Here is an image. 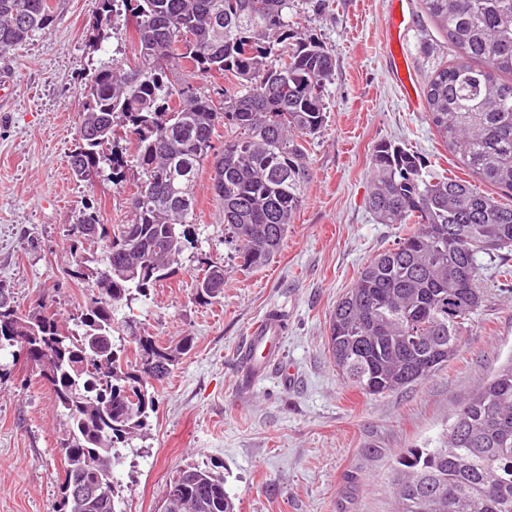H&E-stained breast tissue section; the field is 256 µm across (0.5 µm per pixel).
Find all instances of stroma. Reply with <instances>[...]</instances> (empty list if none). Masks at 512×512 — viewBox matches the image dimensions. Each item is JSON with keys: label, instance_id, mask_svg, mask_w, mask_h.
Listing matches in <instances>:
<instances>
[{"label": "stroma", "instance_id": "stroma-1", "mask_svg": "<svg viewBox=\"0 0 512 512\" xmlns=\"http://www.w3.org/2000/svg\"><path fill=\"white\" fill-rule=\"evenodd\" d=\"M49 31L0 57L12 95L0 101V285L20 312L42 293L69 320L91 284L74 277L68 229L83 205L104 223L131 220L128 200L143 180L125 167L94 182L72 177L67 157L77 137L79 93L100 61L131 52L130 27L112 17L100 48L89 45L96 0H52ZM404 61L417 108L392 83L388 45L395 36L389 0H293L294 38L313 37L332 53L327 119L309 140L312 177L305 201L274 260L245 273L224 243V210L210 168L200 169L196 222L174 274L119 310L140 334L191 350L154 387L155 410L143 437L123 448L114 469L115 512H159L169 478L186 465L220 466L235 512H391L390 464L401 449L434 447L465 390L512 358V288L496 263H484L483 302L458 355L420 384L370 396L339 376L327 349L331 311L358 271L401 237L377 223L366 204L370 155L380 141L418 152L430 171L487 191L439 140L428 119V77L455 58L420 0H403ZM224 268V296L206 304L195 283ZM286 319L279 362L250 380L238 357L251 325L269 309ZM293 383H284L283 368ZM67 419L32 366L0 349V512H55Z\"/></svg>", "mask_w": 512, "mask_h": 512}]
</instances>
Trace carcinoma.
<instances>
[{
  "label": "carcinoma",
  "instance_id": "carcinoma-1",
  "mask_svg": "<svg viewBox=\"0 0 512 512\" xmlns=\"http://www.w3.org/2000/svg\"><path fill=\"white\" fill-rule=\"evenodd\" d=\"M457 60L427 81L428 117L460 164L512 194V0H421ZM292 0H99L93 41L122 7L133 19L132 57L102 62L81 88V137L68 165H112V183L127 161L104 145L130 135L135 166L146 175L129 224L103 223L89 206L71 225V253L96 292L76 315L78 330L59 323L49 295L21 314L0 286V349L18 346L53 390L68 420L56 512H115L114 449L140 435L160 383L191 348L164 346L130 332L139 349L131 367L114 343L117 312L134 295L168 277L180 262L195 221V179L211 166L212 189L224 205V244L239 266L262 269L281 250L311 178L307 138L326 119L324 91L332 54L303 39L290 48ZM53 23L49 0H0V54ZM283 44L282 49L276 45ZM180 71L227 78L223 99L168 85ZM224 123V150L213 152ZM367 204L380 224H402L394 247L373 257L336 302L328 349L354 388L383 395L417 385L459 351L465 325L483 302L480 257L512 248V203L467 181L426 179L418 153L381 141L370 157ZM102 243V266L84 271L77 244ZM204 303L224 296V267L196 280ZM79 481L101 493L77 498ZM394 512H512V359L469 392L433 448H407L391 465ZM166 512H235L224 475L189 465L169 480Z\"/></svg>",
  "mask_w": 512,
  "mask_h": 512
}]
</instances>
